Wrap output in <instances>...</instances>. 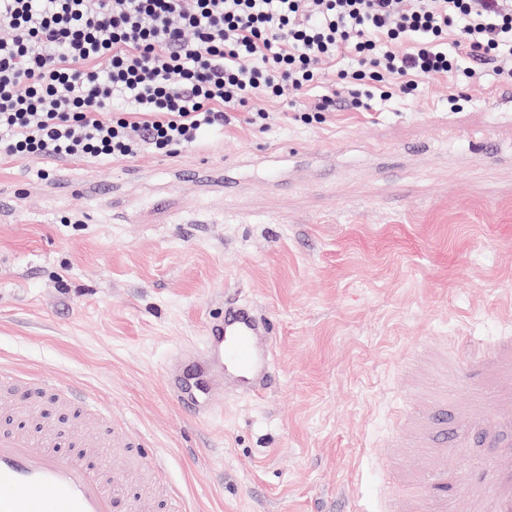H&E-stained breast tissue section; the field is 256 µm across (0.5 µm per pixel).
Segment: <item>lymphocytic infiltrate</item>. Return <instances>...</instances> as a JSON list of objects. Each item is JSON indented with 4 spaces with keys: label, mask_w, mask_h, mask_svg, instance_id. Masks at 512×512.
Segmentation results:
<instances>
[{
    "label": "lymphocytic infiltrate",
    "mask_w": 512,
    "mask_h": 512,
    "mask_svg": "<svg viewBox=\"0 0 512 512\" xmlns=\"http://www.w3.org/2000/svg\"><path fill=\"white\" fill-rule=\"evenodd\" d=\"M507 58L512 0H0V154L172 153L230 111L264 125L254 100L339 59L338 86L377 82L388 101Z\"/></svg>",
    "instance_id": "f902f5d3"
}]
</instances>
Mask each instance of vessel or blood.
Listing matches in <instances>:
<instances>
[{
  "label": "vessel or blood",
  "mask_w": 512,
  "mask_h": 512,
  "mask_svg": "<svg viewBox=\"0 0 512 512\" xmlns=\"http://www.w3.org/2000/svg\"><path fill=\"white\" fill-rule=\"evenodd\" d=\"M271 333L268 318L252 305L225 300L224 311L206 326L200 347L178 353L166 373V388L172 400L189 416L204 418L224 407V394L231 391L258 397L278 382V369L265 341ZM495 368L512 375V342L488 347L482 360L460 354L455 359L449 386L467 385L473 398L484 399L479 378ZM31 401L41 395L67 407L73 424L48 425L43 434L0 430V512H113L117 495L110 470L91 466L90 449L111 442V428H103L100 439L88 435L82 418L108 416L107 407L80 388L62 386L45 377H31L0 367V394ZM504 413L495 425L476 422L474 417L449 420L446 402L408 406L407 412L423 430L418 444H434L440 457L471 448L476 443L494 448L512 460V385L499 388L493 397ZM73 438L77 452L61 456L47 448L49 438ZM424 487L439 489L428 502L427 512H512V464L468 466L449 478L445 466L422 474Z\"/></svg>",
  "instance_id": "vessel-or-blood-1"
}]
</instances>
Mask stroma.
Segmentation results:
<instances>
[{"instance_id": "obj_1", "label": "stroma", "mask_w": 512, "mask_h": 512, "mask_svg": "<svg viewBox=\"0 0 512 512\" xmlns=\"http://www.w3.org/2000/svg\"><path fill=\"white\" fill-rule=\"evenodd\" d=\"M332 91L259 100L266 127L175 154L0 156V363L108 404L126 491L386 512L430 455L402 444L404 394L438 397L449 355L512 338V83L442 77L303 123ZM227 297L272 320L280 381L190 419L166 370Z\"/></svg>"}]
</instances>
